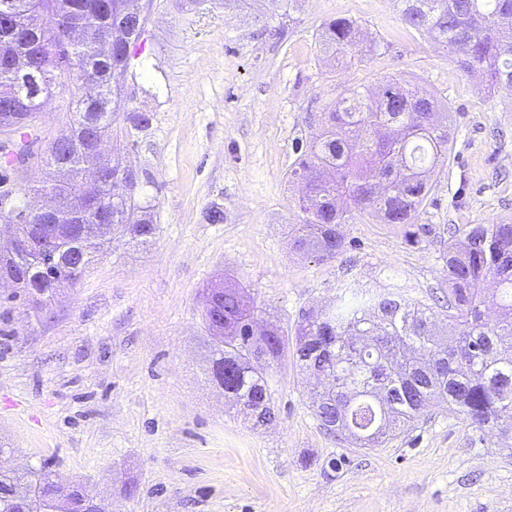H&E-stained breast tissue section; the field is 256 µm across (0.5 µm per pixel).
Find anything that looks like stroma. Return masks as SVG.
Masks as SVG:
<instances>
[{"label": "stroma", "instance_id": "stroma-1", "mask_svg": "<svg viewBox=\"0 0 512 512\" xmlns=\"http://www.w3.org/2000/svg\"><path fill=\"white\" fill-rule=\"evenodd\" d=\"M285 8L154 0L127 88L152 122L126 156L157 234L114 243L40 311L0 286V468L49 463L112 512H512V452L451 411L386 447L353 448L320 426L292 354L266 370L276 419L263 428L210 378L206 288L234 279L288 328L348 283L426 303L448 225L512 220V92L460 72L402 24L395 0H300L286 24ZM335 18L358 22L365 39L341 68L318 45ZM387 77L429 90L453 116L419 217L427 235L413 243L366 218L346 225L334 260L292 252L298 188L287 174L309 116ZM69 102L61 87L45 98L34 156Z\"/></svg>", "mask_w": 512, "mask_h": 512}]
</instances>
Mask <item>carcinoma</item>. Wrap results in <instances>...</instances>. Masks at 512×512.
Segmentation results:
<instances>
[{"instance_id":"1","label":"carcinoma","mask_w":512,"mask_h":512,"mask_svg":"<svg viewBox=\"0 0 512 512\" xmlns=\"http://www.w3.org/2000/svg\"><path fill=\"white\" fill-rule=\"evenodd\" d=\"M129 0H0L10 26H0V101L28 96L22 110L0 108V131L28 151L38 138L43 97L61 86L72 99L61 135L67 150L52 141L40 160V190L60 199L35 223L53 224L73 238L90 269L112 248L152 241V205L122 186L125 151L132 132L149 128L151 115L129 108L126 94L132 50L141 41L125 20ZM400 20L426 33L458 56V69L478 72L488 90L512 87V0H398ZM79 33L69 42L57 39ZM361 29L346 18L325 23L320 50L342 66L360 44ZM93 79L99 97L81 92V78ZM125 115V126L113 128ZM451 113L433 96L395 78L384 80L372 98L349 90L306 143L288 181L300 185L299 222L289 225V245L331 260L346 250L344 226L365 217L403 228L419 239L418 223L432 178L454 139ZM112 140V180L98 190L99 206L81 201L84 171L96 160L85 134ZM82 224H102L92 238ZM442 295L433 305L392 293L352 288V298L299 315L294 330L262 320L242 286L224 281L206 290L203 308L221 303L224 325L202 318L211 336V368L224 367L228 403L245 409L255 425L275 419L265 368L288 351L313 375L308 392L324 429L356 448H379L408 431L433 409L446 407L479 430L497 432L512 445V222L465 224L446 242ZM28 278L10 296L40 304L63 282L77 283L66 262L45 263L30 253ZM48 464L25 474L0 471V512H58L68 489L58 485Z\"/></svg>"}]
</instances>
